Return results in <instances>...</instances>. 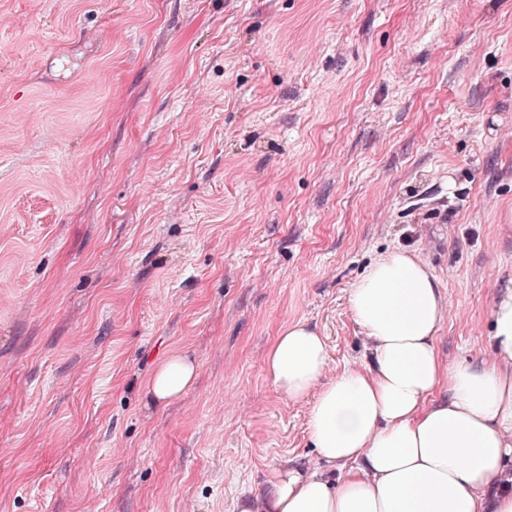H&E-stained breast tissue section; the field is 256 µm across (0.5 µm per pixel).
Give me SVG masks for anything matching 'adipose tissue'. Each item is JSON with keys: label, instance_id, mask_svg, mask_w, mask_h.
Returning a JSON list of instances; mask_svg holds the SVG:
<instances>
[{"label": "adipose tissue", "instance_id": "1", "mask_svg": "<svg viewBox=\"0 0 512 512\" xmlns=\"http://www.w3.org/2000/svg\"><path fill=\"white\" fill-rule=\"evenodd\" d=\"M348 309L368 342L366 367L328 377L326 339L300 321L282 328L265 358L273 386L308 404L323 468L272 469L267 493L238 500L237 512H512V289L491 306L493 359L481 367L441 358L446 298L412 252L375 259ZM195 377L192 360L172 355L147 393L164 405Z\"/></svg>", "mask_w": 512, "mask_h": 512}]
</instances>
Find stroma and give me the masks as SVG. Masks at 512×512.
<instances>
[{
	"label": "stroma",
	"mask_w": 512,
	"mask_h": 512,
	"mask_svg": "<svg viewBox=\"0 0 512 512\" xmlns=\"http://www.w3.org/2000/svg\"><path fill=\"white\" fill-rule=\"evenodd\" d=\"M395 249L441 355L490 361L512 0H0V512H235L320 466L266 353L302 320L366 364L348 293ZM196 364L184 355H172L161 362L147 382V394L157 404L179 399L193 384Z\"/></svg>",
	"instance_id": "35a3bbf8"
}]
</instances>
